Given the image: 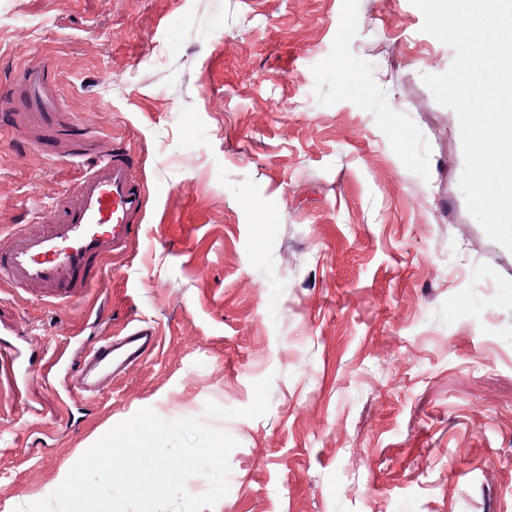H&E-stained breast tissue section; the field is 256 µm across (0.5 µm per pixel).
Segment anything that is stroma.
<instances>
[{
	"label": "stroma",
	"mask_w": 512,
	"mask_h": 512,
	"mask_svg": "<svg viewBox=\"0 0 512 512\" xmlns=\"http://www.w3.org/2000/svg\"><path fill=\"white\" fill-rule=\"evenodd\" d=\"M410 0H0V84L49 54L142 236L65 309L0 290V512L149 408L236 442L207 512H512V252L459 188L453 50ZM79 168L0 128V250ZM263 223H256V216ZM157 350L72 396L104 337Z\"/></svg>",
	"instance_id": "stroma-1"
}]
</instances>
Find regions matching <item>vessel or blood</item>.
Listing matches in <instances>:
<instances>
[{
  "mask_svg": "<svg viewBox=\"0 0 512 512\" xmlns=\"http://www.w3.org/2000/svg\"><path fill=\"white\" fill-rule=\"evenodd\" d=\"M61 82L52 58L21 66L0 89V113L13 131H32L29 146L64 165L93 156L94 136L86 124L65 112ZM95 161L59 202L55 223L34 225L13 235L0 251V286L22 288L63 309L89 291L105 272L109 258L127 252L138 240L146 196L131 174L135 157L126 148ZM153 326L131 328L100 342L84 363L83 393L99 381L118 377L156 349Z\"/></svg>",
  "mask_w": 512,
  "mask_h": 512,
  "instance_id": "vessel-or-blood-1",
  "label": "vessel or blood"
}]
</instances>
